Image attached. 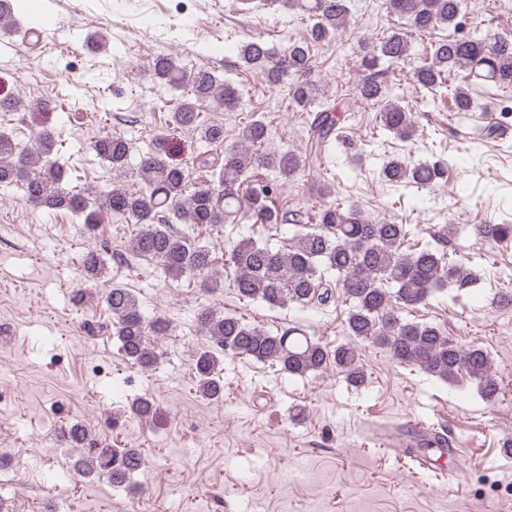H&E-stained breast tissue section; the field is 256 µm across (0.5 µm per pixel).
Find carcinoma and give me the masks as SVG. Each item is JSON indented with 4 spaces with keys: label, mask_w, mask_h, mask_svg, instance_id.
<instances>
[{
    "label": "carcinoma",
    "mask_w": 512,
    "mask_h": 512,
    "mask_svg": "<svg viewBox=\"0 0 512 512\" xmlns=\"http://www.w3.org/2000/svg\"><path fill=\"white\" fill-rule=\"evenodd\" d=\"M288 9L299 8L314 20L308 36L292 41L280 52L257 38L240 46L241 61L265 71L270 83L284 77L292 80L291 98L304 112L313 114L304 153L259 152L268 137L267 124L255 119L246 124L234 145H224V125L204 119L206 111L232 110L238 90L209 69L186 68L172 56H162L153 65L156 82L182 92L173 111L176 123L199 132L212 146L224 147V157L200 158L205 175L191 182L186 171L169 163L159 152H147L130 164L129 142L119 136H102L91 149L112 171L132 169L138 189L120 182L104 195L91 189L69 190L63 186L66 169L50 160L56 144L54 135L43 130L32 143L21 147L0 131V187H17L34 205L47 210H68L82 219L89 231L112 217L137 226L133 252L158 262L172 278L204 276L203 288L215 292L224 287V267L233 271V288L239 299L261 302L270 307L289 304L323 310L342 301L349 305V335L385 352L397 364L418 367L452 384L466 377L480 396L494 405L502 394L486 350L476 344L455 341L439 327L411 322L402 313L421 305L445 287L463 291L472 278L447 253L428 245L409 244V225L368 217L350 203L325 205L314 217L297 211L279 212L269 207L267 185L243 189L252 171L273 167L288 179L303 173L311 190L323 181L324 164L333 143L339 141L336 105L317 102L309 43L329 40L346 27L351 0H281ZM389 9L405 25L392 29L357 60L362 73L357 98L380 105L379 120L384 130L407 141L416 132L413 112L419 101L388 97L387 68L407 63L410 35L429 33L439 26L456 28L462 0H388ZM409 84L414 89L448 88L449 111L469 115L485 109L473 95L470 79L499 88L512 87V39L487 40L473 32L450 35L431 46L429 59L410 66ZM452 158L433 163H413L393 156L379 170L380 181L430 188L446 179ZM250 211L262 224H294L303 227L283 251L274 250L251 237H242L220 257L208 243L199 241V230L218 224H232L242 210ZM482 239L512 242V224H476ZM82 265L96 276L105 266L103 254L90 250ZM112 315L115 334L125 359L150 368L159 353L147 341L162 336L169 322L148 320L132 291L113 285L104 296ZM204 335L224 356L248 358L277 366L294 376H305L330 368L341 373L355 387L365 384L367 374L354 343L333 347L315 340L298 327L276 333L236 314H221L205 308L198 313ZM199 392L211 400L224 397L220 359L209 349L194 355ZM405 453L422 448L451 447L448 434L436 430H408L403 433ZM144 465L135 448L114 449L93 459L81 458L79 468L106 475L122 484Z\"/></svg>",
    "instance_id": "cac0c4a2"
}]
</instances>
